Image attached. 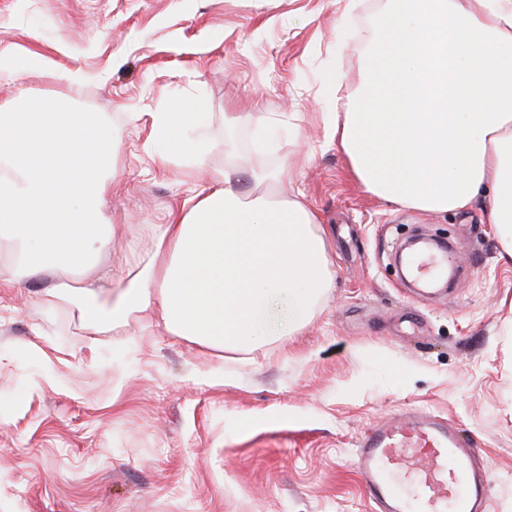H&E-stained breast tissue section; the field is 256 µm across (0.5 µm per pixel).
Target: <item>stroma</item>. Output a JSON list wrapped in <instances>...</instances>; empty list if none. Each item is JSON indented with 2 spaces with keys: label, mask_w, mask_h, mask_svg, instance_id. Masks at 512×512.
Returning <instances> with one entry per match:
<instances>
[{
  "label": "stroma",
  "mask_w": 512,
  "mask_h": 512,
  "mask_svg": "<svg viewBox=\"0 0 512 512\" xmlns=\"http://www.w3.org/2000/svg\"><path fill=\"white\" fill-rule=\"evenodd\" d=\"M381 0H0V106L18 88L67 91L121 137L106 211L121 260L149 240L224 148L280 159L255 130L224 137L228 112L296 124L283 191L319 211L336 286L282 346L203 351L157 323L98 332L58 277L14 287L0 240V512H373L351 455L376 420L416 407L461 424L487 459L491 512H512V257L480 204L448 214L367 193L332 139L330 73L355 91ZM352 32L337 39L336 19ZM81 70L63 88L59 70ZM179 98L208 106L200 168L160 165L152 113ZM447 241L459 275L423 297L398 277L394 227Z\"/></svg>",
  "instance_id": "stroma-1"
}]
</instances>
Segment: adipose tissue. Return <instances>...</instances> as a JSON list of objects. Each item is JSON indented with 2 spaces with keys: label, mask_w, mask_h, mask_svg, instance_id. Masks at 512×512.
<instances>
[{
  "label": "adipose tissue",
  "mask_w": 512,
  "mask_h": 512,
  "mask_svg": "<svg viewBox=\"0 0 512 512\" xmlns=\"http://www.w3.org/2000/svg\"><path fill=\"white\" fill-rule=\"evenodd\" d=\"M359 74L337 98L332 137L369 193L400 207L448 213L483 200L512 253V0H384ZM203 102L172 100L152 116L159 160L194 163ZM119 141L102 113L64 95L0 108V238L18 278L63 268L78 287L46 288L100 331L151 320L188 344L248 354L299 335L335 286L320 215L280 186L289 160L241 163L225 152L191 206L151 227L150 244L99 266L104 208Z\"/></svg>",
  "instance_id": "1"
}]
</instances>
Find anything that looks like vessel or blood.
I'll return each mask as SVG.
<instances>
[{
	"label": "vessel or blood",
	"mask_w": 512,
	"mask_h": 512,
	"mask_svg": "<svg viewBox=\"0 0 512 512\" xmlns=\"http://www.w3.org/2000/svg\"><path fill=\"white\" fill-rule=\"evenodd\" d=\"M354 464L374 512H490L491 473L455 421L426 409L359 435Z\"/></svg>",
	"instance_id": "obj_1"
}]
</instances>
